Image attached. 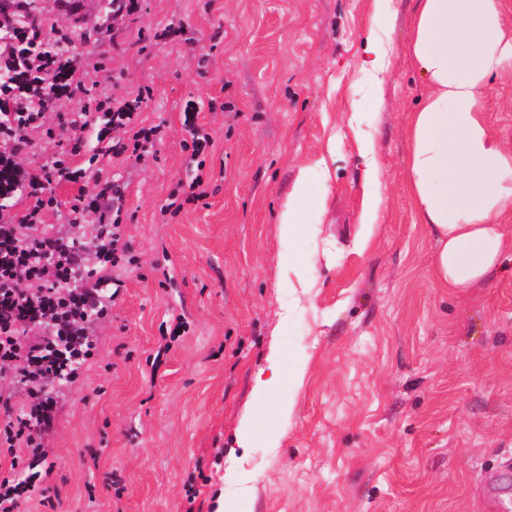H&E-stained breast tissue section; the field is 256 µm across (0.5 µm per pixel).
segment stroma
<instances>
[{
    "label": "stroma",
    "instance_id": "35a3bbf8",
    "mask_svg": "<svg viewBox=\"0 0 512 512\" xmlns=\"http://www.w3.org/2000/svg\"><path fill=\"white\" fill-rule=\"evenodd\" d=\"M369 2L138 0L106 21L101 0H39L41 43L68 33L98 99L148 91L137 124L160 132L132 155L123 131L98 140L96 110L75 147L64 125L80 106L67 101L25 131L24 168L66 151L87 191L100 172L124 187L112 219L129 258L103 273L98 355L63 386L51 473L18 512H215L232 463L238 512H512V277L462 296L433 283L434 237L404 187L415 3L398 0L387 25L397 59L378 91L360 69ZM191 100L214 141L200 159L183 146ZM485 103L511 138L512 81L493 79ZM354 112L383 176L364 249ZM323 161L312 285L287 315L277 216L299 169ZM197 177L208 196L187 201ZM274 346L304 365L285 418L252 399Z\"/></svg>",
    "mask_w": 512,
    "mask_h": 512
}]
</instances>
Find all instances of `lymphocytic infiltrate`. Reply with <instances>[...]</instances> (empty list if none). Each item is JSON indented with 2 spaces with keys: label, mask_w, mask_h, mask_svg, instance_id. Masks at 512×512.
<instances>
[{
  "label": "lymphocytic infiltrate",
  "mask_w": 512,
  "mask_h": 512,
  "mask_svg": "<svg viewBox=\"0 0 512 512\" xmlns=\"http://www.w3.org/2000/svg\"><path fill=\"white\" fill-rule=\"evenodd\" d=\"M77 69V58L42 54L36 66H22L21 85L0 88V102L20 95L32 104L12 123L0 126V141L10 146L9 153L0 156V194H13L24 185L32 200L16 222L0 224V376L12 375L26 395L18 410L11 393L0 390V412L5 415L0 448L11 455L26 449L37 461L48 454L44 439L56 420L55 389L63 382L75 383L96 355L98 337L92 326L111 306L101 281L84 271L92 259L117 264L124 249L119 234L108 228L113 210L123 201L118 184L100 182L94 195L79 197L72 206L73 223L86 214L96 215L101 231L93 240L38 234L34 227L43 210L56 202L54 185L79 181L86 172L57 155L32 172L15 160L25 149V130L40 122L52 103L91 99V89L74 78ZM78 272L83 275L79 281L74 278Z\"/></svg>",
  "instance_id": "f902f5d3"
}]
</instances>
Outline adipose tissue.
Here are the masks:
<instances>
[{"mask_svg": "<svg viewBox=\"0 0 512 512\" xmlns=\"http://www.w3.org/2000/svg\"><path fill=\"white\" fill-rule=\"evenodd\" d=\"M374 28L365 41L362 70L378 85L389 71L393 50L381 27L396 12V0H372ZM406 55L423 81L420 105L403 128L408 145L405 186L419 221L433 233L437 249L432 278L456 293L511 273L512 252L503 216L512 215V145L492 130L484 96L492 78L512 80V0H416ZM369 195L361 213L367 246L380 222L383 202L381 168L371 137L361 139ZM329 193L327 180L299 170L278 214L281 238L293 243L288 269L298 274L304 259L307 224L322 219ZM305 279L288 290L306 287ZM303 367L271 348L254 377L257 407L276 404L288 411L286 391Z\"/></svg>", "mask_w": 512, "mask_h": 512, "instance_id": "obj_1", "label": "adipose tissue"}]
</instances>
